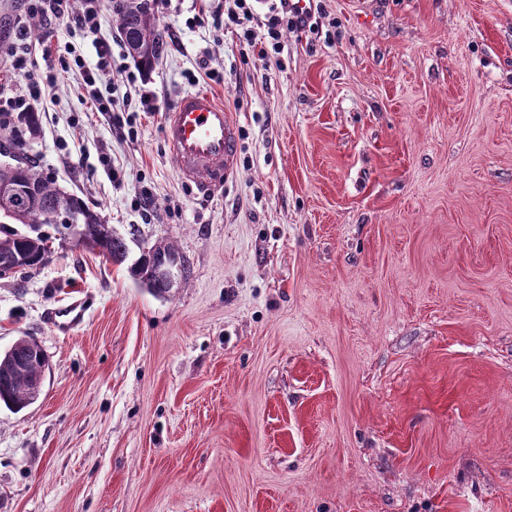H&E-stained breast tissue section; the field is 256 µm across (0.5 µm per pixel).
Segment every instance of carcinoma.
<instances>
[{
    "instance_id": "1",
    "label": "carcinoma",
    "mask_w": 512,
    "mask_h": 512,
    "mask_svg": "<svg viewBox=\"0 0 512 512\" xmlns=\"http://www.w3.org/2000/svg\"><path fill=\"white\" fill-rule=\"evenodd\" d=\"M116 22L124 36L129 56L143 71L152 70L166 47V32L144 0H120L115 9ZM20 181L34 188L33 199L22 203L6 224H0V243L8 245L14 258L8 267L16 274L42 266L50 254V242L61 230L46 221V211L63 190L44 176L39 161L24 158L18 167H0V182ZM71 212L78 217L85 248L99 250L107 260L123 264L129 257L127 238L109 230L101 213L81 197L69 195ZM176 254L171 243L154 241L128 267L136 284L162 295L169 285L154 275L155 265L163 258ZM47 359L39 345L22 336L5 353L0 354V404L20 411L37 398L32 380L44 375Z\"/></svg>"
}]
</instances>
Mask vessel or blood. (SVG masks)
I'll list each match as a JSON object with an SVG mask.
<instances>
[{"mask_svg": "<svg viewBox=\"0 0 512 512\" xmlns=\"http://www.w3.org/2000/svg\"><path fill=\"white\" fill-rule=\"evenodd\" d=\"M163 137L176 158L184 183L199 194L219 189L235 172L238 153V125L232 113L204 90L183 91L167 114ZM81 303L54 310L53 327L68 331L84 319Z\"/></svg>", "mask_w": 512, "mask_h": 512, "instance_id": "1", "label": "vessel or blood"}]
</instances>
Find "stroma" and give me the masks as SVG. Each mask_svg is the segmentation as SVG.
<instances>
[{
    "label": "stroma",
    "mask_w": 512,
    "mask_h": 512,
    "mask_svg": "<svg viewBox=\"0 0 512 512\" xmlns=\"http://www.w3.org/2000/svg\"><path fill=\"white\" fill-rule=\"evenodd\" d=\"M208 3L154 0L150 74L114 44L101 91L132 134L75 71L34 106L45 174L188 273L157 297L58 246L0 279V352L48 358L38 399L0 406V512H512V0H315L266 59L193 24ZM29 22L0 0V96L45 66ZM207 68L239 150L201 197L162 125ZM85 308L79 302L60 307L52 312L51 324L53 327L69 331L78 326L84 319Z\"/></svg>",
    "instance_id": "35a3bbf8"
}]
</instances>
